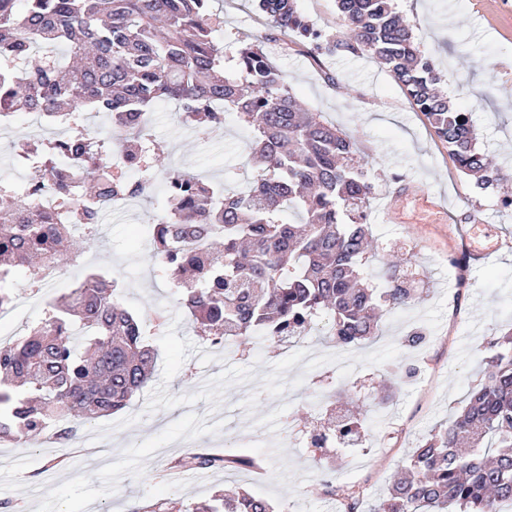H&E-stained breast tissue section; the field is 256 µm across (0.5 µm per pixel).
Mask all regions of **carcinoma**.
Returning a JSON list of instances; mask_svg holds the SVG:
<instances>
[{"label": "carcinoma", "mask_w": 512, "mask_h": 512, "mask_svg": "<svg viewBox=\"0 0 512 512\" xmlns=\"http://www.w3.org/2000/svg\"><path fill=\"white\" fill-rule=\"evenodd\" d=\"M269 32L236 51L237 71L224 73V46L212 36L209 0H0V114L40 112L57 125L82 113H102L107 132L64 140L58 151L72 160L69 176L44 169L58 193L80 200L62 221L33 203L30 189L0 184V275L14 262L37 261L28 280L74 251L76 229L97 232L94 207L112 195L133 196L140 186L113 174L112 159L146 178L162 176L166 198L149 217L154 226L149 259L182 289L193 322L212 341L246 345L257 335L281 343L304 337L327 316L324 336L341 345L378 337L377 313L407 308L415 291L384 264L386 287L362 284L373 250L368 210L375 186L374 159L360 156L354 137L320 112L302 107L287 75L264 43L278 36L331 54L366 52L386 69L436 137L448 145L455 167L487 188L506 178L477 149L468 112L441 93V76L391 0H336L340 30L331 38L312 28L296 0H256ZM38 46H62L68 62L44 56L18 71ZM20 72L18 81L12 79ZM163 99L178 102L199 128L218 127L227 111L252 128L264 169L245 188L229 193L180 170L147 161L138 115ZM292 210L298 223L285 222ZM480 382L446 426L431 431L400 466L373 512H512V332L489 343ZM155 350L141 320L117 299V282L87 274L48 303L45 318L19 342L0 348V440L27 444L46 421L67 443L79 429L127 407L152 379ZM388 383L414 376L397 360ZM360 435L340 415L323 432ZM250 459L190 451L180 465L206 472L246 468ZM190 512H272L263 499L227 493Z\"/></svg>", "instance_id": "1"}]
</instances>
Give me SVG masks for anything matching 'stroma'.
I'll list each match as a JSON object with an SVG mask.
<instances>
[{
	"label": "stroma",
	"mask_w": 512,
	"mask_h": 512,
	"mask_svg": "<svg viewBox=\"0 0 512 512\" xmlns=\"http://www.w3.org/2000/svg\"><path fill=\"white\" fill-rule=\"evenodd\" d=\"M394 2L441 71L450 100L471 113L481 150L512 169V0ZM210 11L215 39L230 50L268 30L253 0H210ZM265 50L307 107L354 132L364 154L377 160L369 221L378 258L366 267V281L382 287L384 261L411 253L413 273L428 276V295L383 316L379 340L346 351L350 375L335 369L341 347L315 332L293 346L258 339L253 348L223 352L197 332L179 291L148 259L153 230L146 215L162 206V195L104 215L94 236L77 239L81 265L67 266V279L42 297L31 296L24 270H17L9 288L20 314L0 326V347L25 336L44 318L48 300L93 268L117 278L121 304L151 324L146 340L157 352L155 371L125 411L96 422L111 436L108 447L48 451L1 441L0 502L12 512H152L160 501L187 512L237 489L266 499L274 512H345L348 492L360 512H372L402 461L452 417L480 378L488 341L512 330V179L477 189L368 54L314 56L281 40ZM51 136L16 114L0 128V174L12 185L28 184L34 173L19 167L17 154L23 143ZM149 137L167 166L229 189L253 171L251 133L232 113L202 133L182 122L176 102L161 101ZM463 249L472 260L461 288L448 258ZM418 328L426 343L404 353L401 338ZM403 354L422 372L365 425L360 446L333 456L289 433L290 420L304 428L327 425L341 410L361 417L371 397L384 392L381 367ZM188 442L258 464L185 469L178 461Z\"/></svg>",
	"instance_id": "obj_1"
}]
</instances>
